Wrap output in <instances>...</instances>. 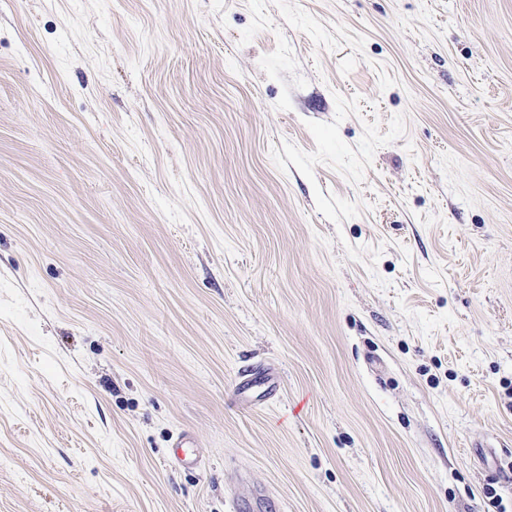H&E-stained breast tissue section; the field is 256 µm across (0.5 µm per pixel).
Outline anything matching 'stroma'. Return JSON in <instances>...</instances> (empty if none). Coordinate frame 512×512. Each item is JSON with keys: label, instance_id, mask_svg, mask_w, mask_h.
<instances>
[{"label": "stroma", "instance_id": "35a3bbf8", "mask_svg": "<svg viewBox=\"0 0 512 512\" xmlns=\"http://www.w3.org/2000/svg\"><path fill=\"white\" fill-rule=\"evenodd\" d=\"M1 458L0 512H512V0H0Z\"/></svg>", "mask_w": 512, "mask_h": 512}]
</instances>
